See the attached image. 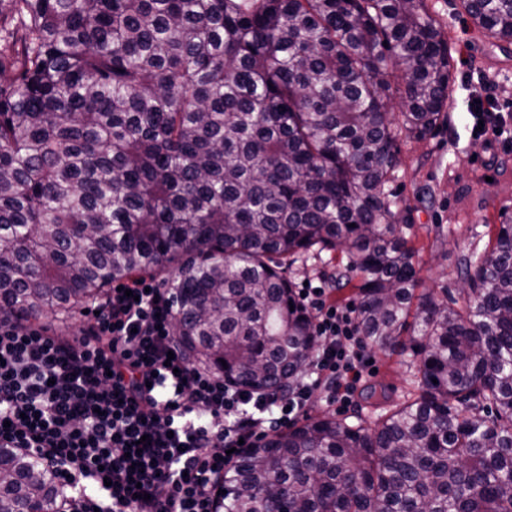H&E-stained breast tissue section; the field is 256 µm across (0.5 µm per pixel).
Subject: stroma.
<instances>
[{
  "instance_id": "1",
  "label": "stroma",
  "mask_w": 512,
  "mask_h": 512,
  "mask_svg": "<svg viewBox=\"0 0 512 512\" xmlns=\"http://www.w3.org/2000/svg\"><path fill=\"white\" fill-rule=\"evenodd\" d=\"M448 38L452 94L448 122L422 141L400 139V166L390 183L403 217L402 229L414 246L422 287L447 290L460 298L462 268L489 247L495 225L512 220V146L490 134H471L472 92L490 76L512 82V45L478 31L459 0H427ZM372 372L352 405L342 408L315 400L311 416L375 423L411 397L412 377L404 356L371 351Z\"/></svg>"
}]
</instances>
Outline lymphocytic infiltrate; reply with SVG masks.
Instances as JSON below:
<instances>
[{"instance_id":"obj_1","label":"lymphocytic infiltrate","mask_w":512,"mask_h":512,"mask_svg":"<svg viewBox=\"0 0 512 512\" xmlns=\"http://www.w3.org/2000/svg\"><path fill=\"white\" fill-rule=\"evenodd\" d=\"M316 350L295 387L245 393L191 364L174 294L147 276L111 290L78 335L0 318V447L55 475L68 512H220L225 471L311 397L349 405L370 365L352 308L304 286Z\"/></svg>"}]
</instances>
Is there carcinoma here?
I'll return each mask as SVG.
<instances>
[{
	"mask_svg": "<svg viewBox=\"0 0 512 512\" xmlns=\"http://www.w3.org/2000/svg\"><path fill=\"white\" fill-rule=\"evenodd\" d=\"M460 5L512 44V0ZM450 81L426 0H0V311L65 325L160 277L193 365L284 392L316 349L287 271L341 250L361 336L410 354L414 398L264 437L223 512H512V224L463 303L417 295L388 190ZM32 507L66 510L0 447V512Z\"/></svg>",
	"mask_w": 512,
	"mask_h": 512,
	"instance_id": "obj_1",
	"label": "carcinoma"
}]
</instances>
